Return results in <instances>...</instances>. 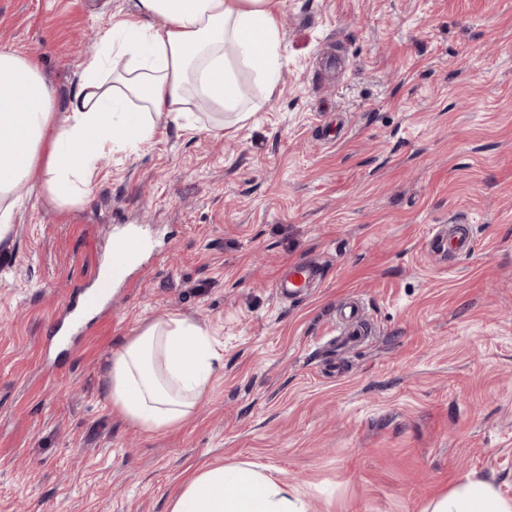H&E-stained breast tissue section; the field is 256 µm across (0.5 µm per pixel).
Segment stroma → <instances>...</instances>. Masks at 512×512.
<instances>
[{
  "mask_svg": "<svg viewBox=\"0 0 512 512\" xmlns=\"http://www.w3.org/2000/svg\"><path fill=\"white\" fill-rule=\"evenodd\" d=\"M131 0H0V47L67 106ZM288 63L264 111L215 135L162 122L106 155L86 202L23 191L0 243V512H167L199 467L241 462L310 512H423L468 475L512 497V0H282ZM466 224L469 254L428 249ZM149 242L69 351L119 226ZM318 288L278 298L291 263ZM373 333L335 350L346 300ZM205 327L224 368L182 426L112 408L106 362L152 318ZM81 316V308H78L76 301L71 300L65 307L64 317L56 324L53 337L68 335L74 331H86L87 326Z\"/></svg>",
  "mask_w": 512,
  "mask_h": 512,
  "instance_id": "1",
  "label": "stroma"
}]
</instances>
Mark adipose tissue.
Instances as JSON below:
<instances>
[{"mask_svg": "<svg viewBox=\"0 0 512 512\" xmlns=\"http://www.w3.org/2000/svg\"><path fill=\"white\" fill-rule=\"evenodd\" d=\"M280 0H134L100 32L101 51L82 64L65 111L39 65L0 49V241L25 187L42 183L58 202L89 199L100 157L150 142L158 121L181 124L197 102L214 128L246 121L279 92L283 26ZM250 69L263 87L250 96ZM222 366L206 331L165 314L125 338L107 363V397L145 432L164 431L195 411ZM168 512H310L292 484L257 466L198 468ZM423 512H512L494 483L468 476Z\"/></svg>", "mask_w": 512, "mask_h": 512, "instance_id": "1", "label": "adipose tissue"}]
</instances>
